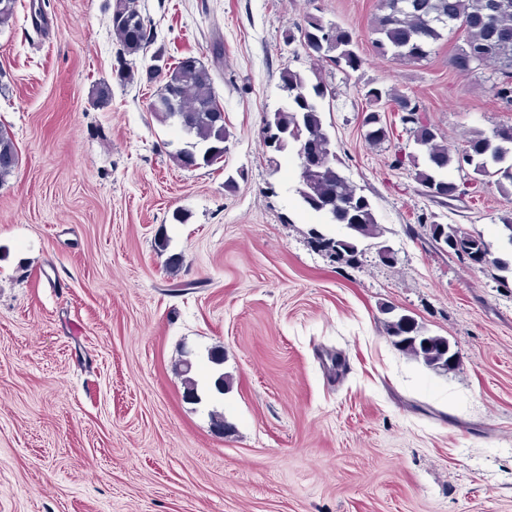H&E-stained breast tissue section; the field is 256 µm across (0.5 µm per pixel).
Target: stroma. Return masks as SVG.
<instances>
[{"mask_svg":"<svg viewBox=\"0 0 512 512\" xmlns=\"http://www.w3.org/2000/svg\"><path fill=\"white\" fill-rule=\"evenodd\" d=\"M378 3L137 0L154 41L123 84L113 0H17L0 26V125L19 153L0 183V512H512V273L436 251L416 221L435 212L512 265V200L491 184L434 206L391 166L417 150L398 114H382L391 142L360 131L369 86L414 95L459 146L512 111L452 68L458 38L418 63L376 55ZM310 14L355 32L364 60L321 103L383 230L352 264L313 243L346 230L302 205L293 153L271 166L263 142L281 68L310 71L295 39ZM157 53L209 68L222 162L173 160L184 139L143 78ZM388 307L447 338L455 368L394 347Z\"/></svg>","mask_w":512,"mask_h":512,"instance_id":"stroma-1","label":"stroma"}]
</instances>
